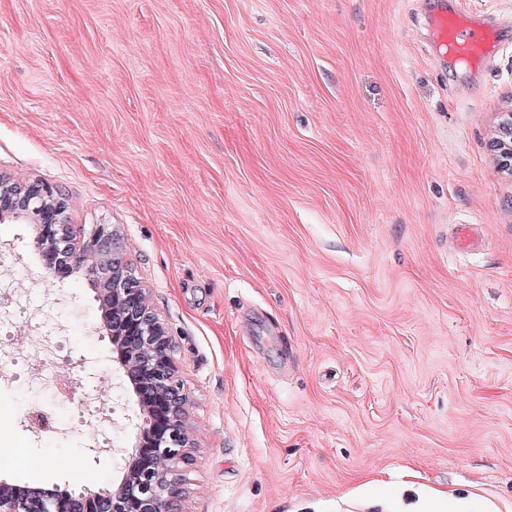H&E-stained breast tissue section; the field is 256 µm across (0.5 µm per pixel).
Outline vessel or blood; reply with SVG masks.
Instances as JSON below:
<instances>
[{"instance_id":"b4317fda","label":"vessel or blood","mask_w":512,"mask_h":512,"mask_svg":"<svg viewBox=\"0 0 512 512\" xmlns=\"http://www.w3.org/2000/svg\"><path fill=\"white\" fill-rule=\"evenodd\" d=\"M428 31L439 56L466 65L484 61L496 46L493 28L477 13L460 8L432 12Z\"/></svg>"}]
</instances>
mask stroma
Instances as JSON below:
<instances>
[{"mask_svg":"<svg viewBox=\"0 0 512 512\" xmlns=\"http://www.w3.org/2000/svg\"><path fill=\"white\" fill-rule=\"evenodd\" d=\"M438 0H0V174L116 225L173 342L195 443L180 512H512V108L501 43L438 62ZM476 229L475 249L452 243ZM29 224L0 223L70 325L64 354L112 408L114 447L33 438L40 401L0 384V424L45 469L112 484L142 410L91 284L47 277ZM500 114L494 147L501 167L512 172V109Z\"/></svg>","mask_w":512,"mask_h":512,"instance_id":"stroma-1","label":"stroma"}]
</instances>
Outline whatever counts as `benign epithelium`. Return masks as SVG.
<instances>
[{
    "instance_id": "benign-epithelium-1",
    "label": "benign epithelium",
    "mask_w": 512,
    "mask_h": 512,
    "mask_svg": "<svg viewBox=\"0 0 512 512\" xmlns=\"http://www.w3.org/2000/svg\"><path fill=\"white\" fill-rule=\"evenodd\" d=\"M502 168L512 172V110L501 113L494 141ZM68 200L41 178L16 181L0 174V223L36 226L35 244L56 281L78 272L98 285L104 327L113 352L146 417L138 448L119 482L78 494L56 487L27 493L0 483V512H178V467L192 461L186 427L189 395L177 376L172 339L152 309L144 281L128 266L112 224H96L88 237L69 222Z\"/></svg>"
}]
</instances>
